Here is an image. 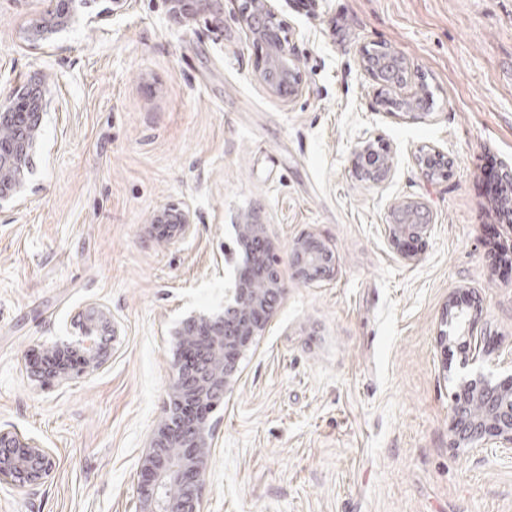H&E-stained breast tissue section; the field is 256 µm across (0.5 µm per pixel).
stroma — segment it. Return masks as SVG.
<instances>
[{"label":"stroma","instance_id":"1","mask_svg":"<svg viewBox=\"0 0 512 512\" xmlns=\"http://www.w3.org/2000/svg\"><path fill=\"white\" fill-rule=\"evenodd\" d=\"M242 0H85L78 21L34 42L47 0H0V98L49 101L25 204L0 209V428L51 448L34 490L0 484V512H134L138 461L166 402L169 331L224 302L241 216L267 224L280 259L311 233L336 255L327 280H289L277 316L212 415L204 512H512V450L451 443L462 342L441 346L448 304L469 295L494 377L512 381V274L491 269L486 158L512 166V0H280L301 96L272 95ZM390 48L428 87L425 114L388 111L364 69ZM392 157L381 188L355 148ZM448 174L428 179L419 153ZM424 203L426 236L389 244L394 204ZM202 217L163 242L152 214ZM512 240V223L496 224ZM112 318L98 370L47 383L41 356ZM196 212L188 203L166 205L155 211L151 217V224L169 225L170 238L184 239L191 234L194 224H197Z\"/></svg>","mask_w":512,"mask_h":512}]
</instances>
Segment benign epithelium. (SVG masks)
Listing matches in <instances>:
<instances>
[{"label": "benign epithelium", "instance_id": "7a95c632", "mask_svg": "<svg viewBox=\"0 0 512 512\" xmlns=\"http://www.w3.org/2000/svg\"><path fill=\"white\" fill-rule=\"evenodd\" d=\"M79 0H51L32 34L42 40L68 28ZM250 33L260 32L269 47L260 60L258 76L267 90L279 97L296 98L304 91L300 72L289 62V38L277 0H250L242 10ZM48 100L43 91L27 90L20 100L0 102V205H23L32 174L31 162L42 142V120ZM419 164L430 175L448 168V158L438 149L420 155ZM392 160L371 141L354 150V168L359 179L382 187L392 173ZM397 221L388 225L393 246L418 239L431 226L430 215L419 202L406 201L393 209ZM196 212L187 203L166 205L155 211L152 224L170 226V238L184 239L196 224ZM238 243L241 261L224 270V309L185 313L171 329L174 350L172 379L167 390L163 415L147 438L138 462L135 512H204L205 475L215 448L210 415L224 395L240 378L238 362L257 337L264 335L274 320L288 288L280 261L267 234V225L247 215L230 225ZM296 279L314 282L330 278L336 256L319 238L302 234L288 253ZM108 318L104 310L84 328L76 344H55L49 353L64 359L70 351L80 352L83 368L99 369L105 362L103 337L97 335L98 322ZM438 339L452 335L466 337L467 363L482 356L481 340L464 313L441 321ZM453 445L466 443L481 448L493 437L502 448L512 449V387L493 383L491 374L479 369L460 378V390L451 406ZM51 449L15 430L0 429V482L34 489L46 483L55 470Z\"/></svg>", "mask_w": 512, "mask_h": 512}]
</instances>
